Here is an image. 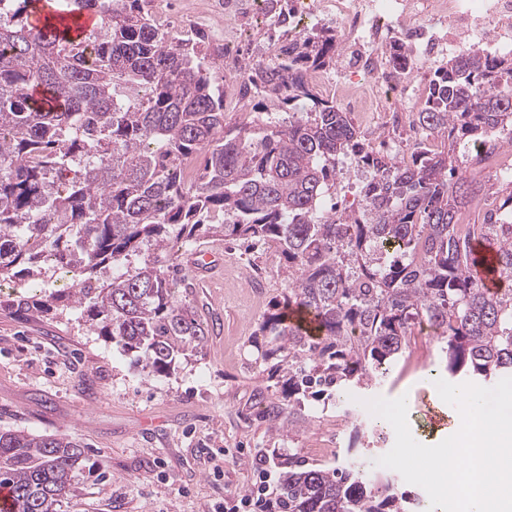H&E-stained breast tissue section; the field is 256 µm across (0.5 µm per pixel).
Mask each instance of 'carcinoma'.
<instances>
[{"instance_id":"obj_1","label":"carcinoma","mask_w":512,"mask_h":512,"mask_svg":"<svg viewBox=\"0 0 512 512\" xmlns=\"http://www.w3.org/2000/svg\"><path fill=\"white\" fill-rule=\"evenodd\" d=\"M144 3L64 0L72 18L98 17L79 39L49 18L35 27L34 0H0V284L71 273L54 299L161 375L208 335L176 298L180 253L221 236L275 248L288 293L257 334L263 360L276 359L269 378L282 399L263 418L278 441L310 423L305 400L372 387L418 322L434 327L444 373L512 375V169L480 175L512 152V61L475 47L448 60L419 115L440 146L419 140L396 165L305 79L336 63L332 29L277 62L243 61L253 109L288 121L226 129L208 34L159 27ZM34 87L47 93L40 102ZM198 154L187 181L181 164ZM347 157L374 178L365 209L338 216L325 199ZM476 243L494 251V292L472 272ZM290 309L311 314L315 333L290 324ZM82 456L63 435L0 431L10 512H52ZM277 471L283 512H409L382 470L280 454Z\"/></svg>"}]
</instances>
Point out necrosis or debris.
<instances>
[{"instance_id":"obj_1","label":"necrosis or debris","mask_w":512,"mask_h":512,"mask_svg":"<svg viewBox=\"0 0 512 512\" xmlns=\"http://www.w3.org/2000/svg\"><path fill=\"white\" fill-rule=\"evenodd\" d=\"M224 15V57L242 21L257 11L287 23V36L252 44L260 60L292 50L309 29H334L342 46L335 70L315 69L307 79L325 99L382 142L395 159L408 156L401 133L420 139L418 115L427 104L428 73L472 46L489 56H512V0H211Z\"/></svg>"}]
</instances>
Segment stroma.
I'll return each mask as SVG.
<instances>
[{
    "instance_id": "35a3bbf8",
    "label": "stroma",
    "mask_w": 512,
    "mask_h": 512,
    "mask_svg": "<svg viewBox=\"0 0 512 512\" xmlns=\"http://www.w3.org/2000/svg\"><path fill=\"white\" fill-rule=\"evenodd\" d=\"M222 247L223 273L176 292L208 336L162 377L97 335L81 310L51 301L68 284L60 273L0 293V430L64 434L83 450L74 490L54 512H222L253 490L262 470L273 469L259 459L273 441L258 398L267 386L265 343L255 331L286 286L261 252L227 241ZM257 274L265 282L259 290L248 282ZM405 361L358 391L344 427L328 406L284 450L314 462L328 442L336 452L321 459L325 464L355 459L374 470L392 448L375 441L381 420L363 405L378 396L407 397L414 439L442 442L429 433L418 396L433 356L410 351Z\"/></svg>"
}]
</instances>
